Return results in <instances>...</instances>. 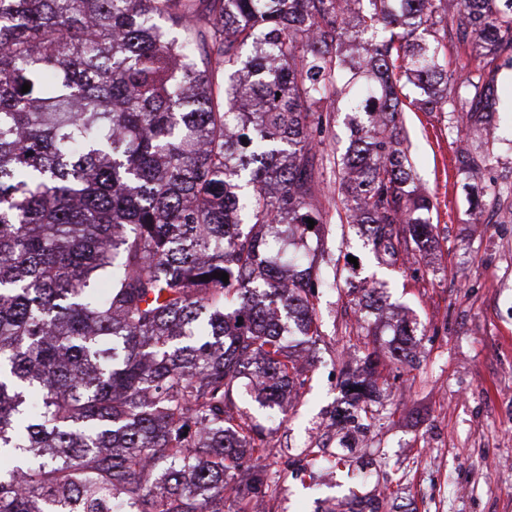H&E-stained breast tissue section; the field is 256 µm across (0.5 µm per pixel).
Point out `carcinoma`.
Returning a JSON list of instances; mask_svg holds the SVG:
<instances>
[{
	"label": "carcinoma",
	"mask_w": 512,
	"mask_h": 512,
	"mask_svg": "<svg viewBox=\"0 0 512 512\" xmlns=\"http://www.w3.org/2000/svg\"><path fill=\"white\" fill-rule=\"evenodd\" d=\"M503 65L512 0H0V512H251L268 445L241 403L299 394L286 337L322 336L328 113L339 222L394 262L436 241L403 87L476 130ZM345 114L343 112H335L331 122V135L326 141L325 154H330L332 159L333 154L338 156L346 151L350 144L349 129L345 125Z\"/></svg>",
	"instance_id": "cac0c4a2"
}]
</instances>
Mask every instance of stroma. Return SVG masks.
Wrapping results in <instances>:
<instances>
[{
	"instance_id": "obj_1",
	"label": "stroma",
	"mask_w": 512,
	"mask_h": 512,
	"mask_svg": "<svg viewBox=\"0 0 512 512\" xmlns=\"http://www.w3.org/2000/svg\"><path fill=\"white\" fill-rule=\"evenodd\" d=\"M410 104L403 127L414 171L433 207L438 244L397 263L365 247L338 221L343 202L332 172L319 198L322 246L335 287L316 300L322 339L304 347L309 381L265 426L264 462L275 480L273 512H346L378 499L381 512H512V221L472 209L457 171L462 134L446 115ZM485 190L512 176V69L498 78ZM358 288L382 289L381 307L359 308ZM415 323L407 364L389 353L397 320ZM375 365H367L369 354ZM374 376L380 396L359 420L362 438L320 432L344 401L342 367ZM311 456H303V449Z\"/></svg>"
}]
</instances>
